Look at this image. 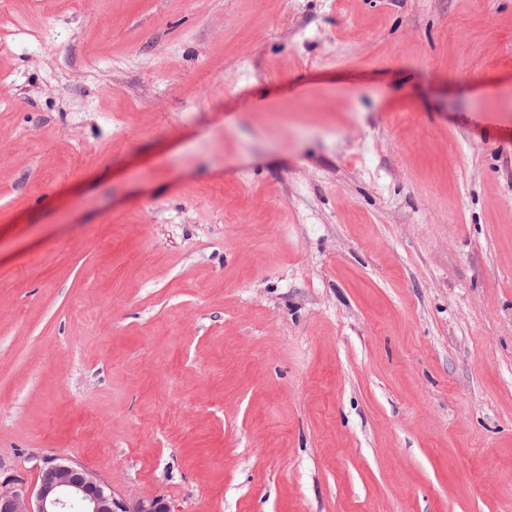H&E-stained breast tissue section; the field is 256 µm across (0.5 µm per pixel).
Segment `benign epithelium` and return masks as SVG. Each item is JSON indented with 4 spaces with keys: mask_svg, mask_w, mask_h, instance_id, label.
<instances>
[{
    "mask_svg": "<svg viewBox=\"0 0 512 512\" xmlns=\"http://www.w3.org/2000/svg\"><path fill=\"white\" fill-rule=\"evenodd\" d=\"M32 488L17 478L0 480V512H170L160 497L135 500L117 494L112 483L74 460L37 457Z\"/></svg>",
    "mask_w": 512,
    "mask_h": 512,
    "instance_id": "7a95c632",
    "label": "benign epithelium"
}]
</instances>
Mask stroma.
Returning a JSON list of instances; mask_svg holds the SVG:
<instances>
[{"label":"stroma","mask_w":512,"mask_h":512,"mask_svg":"<svg viewBox=\"0 0 512 512\" xmlns=\"http://www.w3.org/2000/svg\"><path fill=\"white\" fill-rule=\"evenodd\" d=\"M0 14L1 476L512 512V0Z\"/></svg>","instance_id":"35a3bbf8"}]
</instances>
